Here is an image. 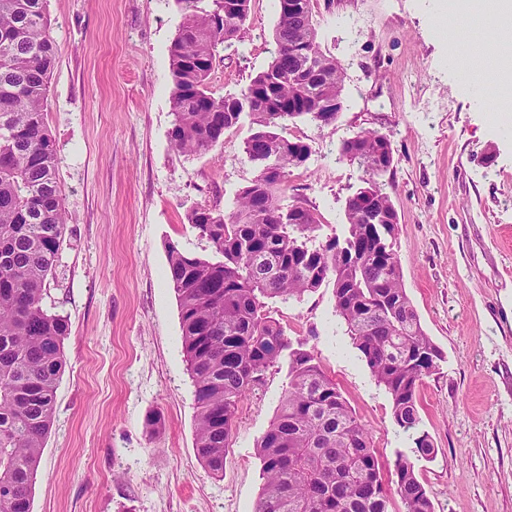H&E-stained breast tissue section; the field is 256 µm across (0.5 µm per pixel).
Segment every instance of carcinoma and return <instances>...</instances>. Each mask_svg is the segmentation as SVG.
I'll return each mask as SVG.
<instances>
[{
  "instance_id": "obj_1",
  "label": "carcinoma",
  "mask_w": 512,
  "mask_h": 512,
  "mask_svg": "<svg viewBox=\"0 0 512 512\" xmlns=\"http://www.w3.org/2000/svg\"><path fill=\"white\" fill-rule=\"evenodd\" d=\"M228 2L177 0L183 21L169 49L174 146L187 154L211 150L238 123L241 98L250 97L254 132L244 152L258 167L232 212L200 206L189 215L213 257L168 245L167 279L194 386L197 454L212 474L224 473L240 403L285 362L288 386L257 444L263 486L256 512H392L393 493L403 512H434L413 463L400 455L384 471L314 348L288 338L269 307L333 284L335 311L389 395L412 452L434 454L429 435L419 431L417 394L442 354L421 325L393 249L397 212L379 182L394 161L384 155L389 139L366 130L342 144L341 158L361 166L371 187L365 201H346L343 235L319 238L317 217L297 204L301 223H290L279 194L309 146L278 129L302 117L336 121L341 68L316 42L311 0H296L298 16H279L267 69L240 94L214 96L209 79L219 47L239 36L249 13L250 0H240L239 15L227 13ZM46 3L0 0V491H8L0 512H31L70 331L66 319L42 307L67 221L45 123L57 53ZM378 213L391 223H370Z\"/></svg>"
}]
</instances>
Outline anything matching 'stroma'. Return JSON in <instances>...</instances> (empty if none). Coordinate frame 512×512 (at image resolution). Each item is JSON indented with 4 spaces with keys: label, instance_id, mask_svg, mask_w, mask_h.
I'll return each instance as SVG.
<instances>
[{
    "label": "stroma",
    "instance_id": "stroma-1",
    "mask_svg": "<svg viewBox=\"0 0 512 512\" xmlns=\"http://www.w3.org/2000/svg\"><path fill=\"white\" fill-rule=\"evenodd\" d=\"M321 50L343 71L335 122H287L309 146L283 205L313 211L321 236L342 233L347 199L366 175L340 159L375 130L394 162L381 179L398 215L393 240L423 329L444 354L419 390L432 458H413L434 512H512V114L491 59L454 62L460 43L492 47V26L450 25L436 0H312ZM57 59L45 104L68 224L42 305L67 318L66 366L32 486V512H255L257 442L288 383L270 369L240 404L223 476L195 448L167 246L208 253L188 223L201 205L230 207L255 179L243 151L249 116L211 151L171 142L169 48L176 0H48ZM279 0H250L225 45L215 95L240 93L271 62ZM291 339H307L371 434L385 466L411 455L391 400L320 288L273 304Z\"/></svg>",
    "mask_w": 512,
    "mask_h": 512
}]
</instances>
